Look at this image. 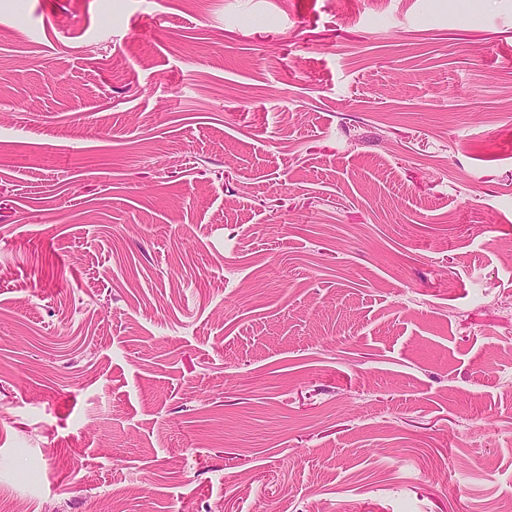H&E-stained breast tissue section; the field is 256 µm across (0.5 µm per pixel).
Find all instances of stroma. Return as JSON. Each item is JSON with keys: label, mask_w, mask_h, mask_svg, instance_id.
<instances>
[{"label": "stroma", "mask_w": 512, "mask_h": 512, "mask_svg": "<svg viewBox=\"0 0 512 512\" xmlns=\"http://www.w3.org/2000/svg\"><path fill=\"white\" fill-rule=\"evenodd\" d=\"M512 499V0H0V501Z\"/></svg>", "instance_id": "obj_1"}]
</instances>
